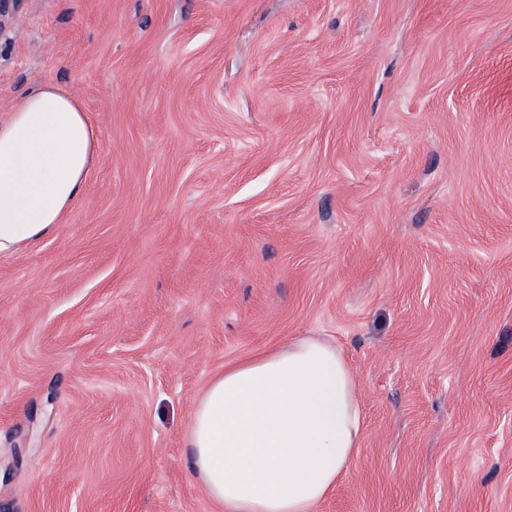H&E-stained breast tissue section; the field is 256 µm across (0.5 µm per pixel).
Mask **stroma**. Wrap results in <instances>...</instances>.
Segmentation results:
<instances>
[{
	"label": "stroma",
	"instance_id": "stroma-1",
	"mask_svg": "<svg viewBox=\"0 0 512 512\" xmlns=\"http://www.w3.org/2000/svg\"><path fill=\"white\" fill-rule=\"evenodd\" d=\"M46 82L98 138L0 256V512H221L195 406L300 336L362 421L315 512H512V0H18L0 120Z\"/></svg>",
	"mask_w": 512,
	"mask_h": 512
}]
</instances>
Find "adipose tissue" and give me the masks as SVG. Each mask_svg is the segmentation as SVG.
<instances>
[{
	"mask_svg": "<svg viewBox=\"0 0 512 512\" xmlns=\"http://www.w3.org/2000/svg\"><path fill=\"white\" fill-rule=\"evenodd\" d=\"M95 139L52 84L0 121V254L37 244L78 203ZM188 443L223 512H314L360 447L356 378L315 337L226 365L195 408Z\"/></svg>",
	"mask_w": 512,
	"mask_h": 512,
	"instance_id": "1",
	"label": "adipose tissue"
}]
</instances>
